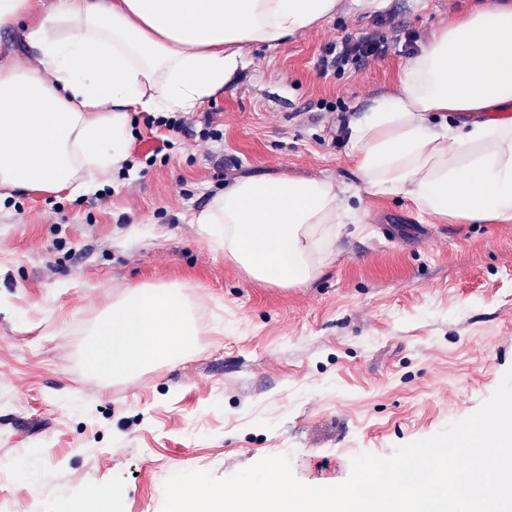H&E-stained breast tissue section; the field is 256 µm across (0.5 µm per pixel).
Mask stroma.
<instances>
[{
  "label": "stroma",
  "instance_id": "stroma-1",
  "mask_svg": "<svg viewBox=\"0 0 512 512\" xmlns=\"http://www.w3.org/2000/svg\"><path fill=\"white\" fill-rule=\"evenodd\" d=\"M490 0H340L274 48H250L221 95L187 118L221 139L133 115L129 171L90 193L25 191L0 205V512H56L95 486L121 512H162L182 471L225 478L289 455L306 485L344 482L473 414L512 368V223L363 199L365 221L304 288L251 282L192 214L236 179L355 183L352 118L437 30ZM385 56L320 75L324 48L376 30ZM177 284L194 305L186 360L119 381L88 373L89 331L126 288Z\"/></svg>",
  "mask_w": 512,
  "mask_h": 512
}]
</instances>
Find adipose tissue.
<instances>
[{
    "label": "adipose tissue",
    "instance_id": "1",
    "mask_svg": "<svg viewBox=\"0 0 512 512\" xmlns=\"http://www.w3.org/2000/svg\"><path fill=\"white\" fill-rule=\"evenodd\" d=\"M339 0H0V28L32 17L27 66L0 64V201L15 190L79 194L130 158L132 114L191 112L223 91L245 49L275 48ZM512 11L487 7L433 33L396 84L348 125L358 186L237 179L191 217L247 280L301 288L336 258L362 196L409 200L470 224L512 222ZM431 112H465L456 127ZM196 327L176 285L125 289L91 331L87 367L105 379L180 362Z\"/></svg>",
    "mask_w": 512,
    "mask_h": 512
}]
</instances>
